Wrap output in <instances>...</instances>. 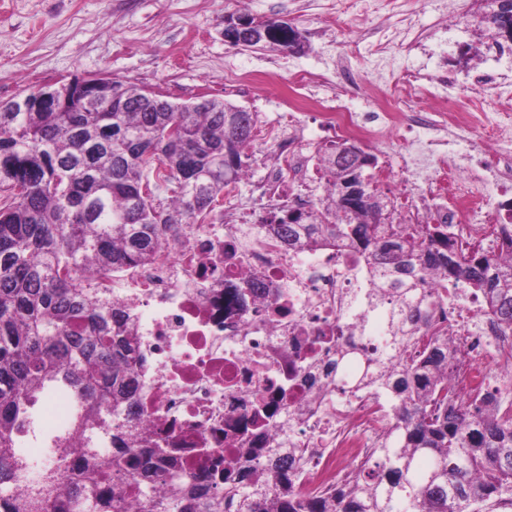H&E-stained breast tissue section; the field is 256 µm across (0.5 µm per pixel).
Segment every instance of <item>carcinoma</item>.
Instances as JSON below:
<instances>
[{"label":"carcinoma","instance_id":"carcinoma-1","mask_svg":"<svg viewBox=\"0 0 512 512\" xmlns=\"http://www.w3.org/2000/svg\"><path fill=\"white\" fill-rule=\"evenodd\" d=\"M277 46L272 36L255 49ZM26 89L0 102V512H123L133 494L140 512H211L209 488L193 485L164 460L161 448H124L137 433L112 422L136 395L128 358L134 329L112 332V301L84 278H110L146 264L180 224L213 211L245 168L243 150L255 138L257 115L237 112L226 99L176 103L161 94L112 79L67 81L42 98ZM340 144L321 148L317 179L327 195L310 224L289 221L288 209L262 219L269 234L293 249L343 245L383 277L403 279L404 299L418 314L429 304L421 270L442 281H462L512 323V266L480 249L465 250L448 225L388 224L391 213L361 201L347 208L345 179L381 193L372 175L377 158L352 145L359 165L340 156ZM164 189L168 199L157 198ZM398 377H384L370 362L364 377L396 395L394 440L374 468L361 470L331 501L312 502L290 491L274 467L261 474L224 471V491L238 512H505L512 507V409L498 390L470 401L448 398V337L433 336L429 352L404 323L392 337ZM72 397L70 432L49 438L52 460L36 466L15 448L35 431V409L50 393ZM100 430L110 448L86 449L80 476L74 436L93 442ZM167 486L157 498L154 482Z\"/></svg>","mask_w":512,"mask_h":512}]
</instances>
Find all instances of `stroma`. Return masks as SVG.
<instances>
[{"instance_id": "stroma-1", "label": "stroma", "mask_w": 512, "mask_h": 512, "mask_svg": "<svg viewBox=\"0 0 512 512\" xmlns=\"http://www.w3.org/2000/svg\"><path fill=\"white\" fill-rule=\"evenodd\" d=\"M296 0H0V101L30 87L74 76L106 75L167 96L174 102L223 97L256 112L265 130L249 153L250 168L274 150L277 100L291 93L289 76L258 75L255 84L226 86L238 70L265 60L287 59L289 67L317 69L342 57L357 70L360 92L382 85L362 59L374 39L356 43L354 20L368 0H349L345 14L326 19L302 15ZM246 13L285 19L300 31L303 51L252 50L224 40V20Z\"/></svg>"}]
</instances>
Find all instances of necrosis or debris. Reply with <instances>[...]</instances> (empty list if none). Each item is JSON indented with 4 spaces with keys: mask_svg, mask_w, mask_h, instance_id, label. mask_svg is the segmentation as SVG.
<instances>
[{
    "mask_svg": "<svg viewBox=\"0 0 512 512\" xmlns=\"http://www.w3.org/2000/svg\"><path fill=\"white\" fill-rule=\"evenodd\" d=\"M472 25L469 11L449 8L422 44L421 63L411 48L377 43L369 65L391 84L359 111L356 78L334 68L299 70L291 82L301 104L312 89L323 91L325 143L367 140L396 150V169L376 178L397 185L391 199L410 223L443 219L459 242L507 263L512 209L495 195L512 188V114L490 105L497 80L512 76V44L480 38L475 68H448L449 47ZM304 130L297 112L283 114L277 160L264 168L259 199L240 204L236 223L218 212L208 223L179 225L152 262L91 281L134 323L136 447L170 449L177 467L209 484L215 512H236L216 468H239L241 449H256L258 467L274 449L294 492L324 500L374 461L394 423L393 393L351 387L360 366L337 368L336 345L365 346L375 359L389 350L390 320L404 306L396 281L348 249L284 247L261 224L281 203L300 202L295 188L318 165L304 151ZM421 167L427 192L443 200L433 215L414 205L408 184ZM424 279L432 296L418 328L448 337L458 396L487 389L492 366L499 385L511 383L512 328L467 284L429 271Z\"/></svg>",
    "mask_w": 512,
    "mask_h": 512,
    "instance_id": "obj_1",
    "label": "necrosis or debris"
}]
</instances>
